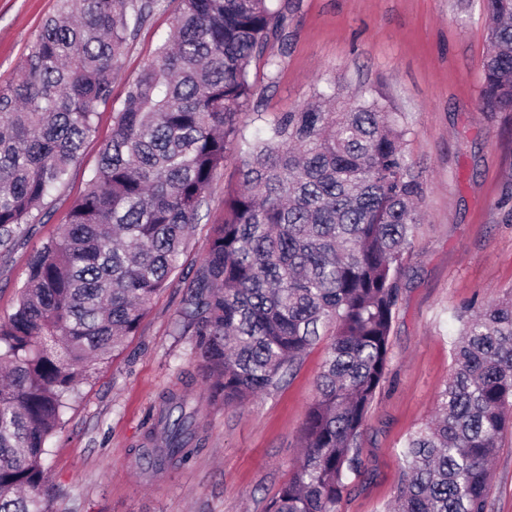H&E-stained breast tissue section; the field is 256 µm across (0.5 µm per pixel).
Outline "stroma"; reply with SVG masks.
<instances>
[{
	"instance_id": "1",
	"label": "stroma",
	"mask_w": 512,
	"mask_h": 512,
	"mask_svg": "<svg viewBox=\"0 0 512 512\" xmlns=\"http://www.w3.org/2000/svg\"><path fill=\"white\" fill-rule=\"evenodd\" d=\"M178 0H165L129 43L113 84V104L99 107L97 132L66 187L49 198L25 245L0 256V318L13 311L28 254L66 223L87 188L100 143L112 132L113 105L170 31ZM286 40L268 53V73L254 61L258 106L242 129H256L303 108L318 91L345 101L374 91L401 112L405 151L425 187L421 221L406 255L390 337L387 380L369 413L363 469L342 512H382L400 478L399 451L428 420L447 380L462 305L496 301L512 288V112L480 97L479 64L488 45L483 0H278ZM56 0H0V77L20 63ZM230 151L209 197L210 217L193 225L182 271L203 256L212 222L235 183ZM182 297L171 286L149 305L138 332L80 382L47 443L56 489L52 512H266L299 454L300 429L325 356L315 345L278 389L244 405L213 398L192 336L175 335ZM189 387L205 443L181 467L147 472L136 450L161 397ZM489 512H512V434L501 440L489 484Z\"/></svg>"
}]
</instances>
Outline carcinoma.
I'll use <instances>...</instances> for the list:
<instances>
[{
  "label": "carcinoma",
  "mask_w": 512,
  "mask_h": 512,
  "mask_svg": "<svg viewBox=\"0 0 512 512\" xmlns=\"http://www.w3.org/2000/svg\"><path fill=\"white\" fill-rule=\"evenodd\" d=\"M161 2L58 0L0 81L1 254L65 187L130 40ZM484 11L481 99L512 112V0H484ZM283 32L277 0H180L172 33L127 86L86 191L29 253L14 311L0 320V512H51L46 443L76 386L171 286L233 147L236 186L175 323L195 336L213 396L239 406L329 337L301 455L267 512H341L387 379L424 182L401 113L379 95L332 112L319 92L245 139L251 63L278 67L266 52ZM454 317L438 413L405 440L388 512H488L490 467L512 430V292ZM198 416L186 391L166 393L139 462L156 472L185 464Z\"/></svg>",
  "instance_id": "obj_1"
}]
</instances>
